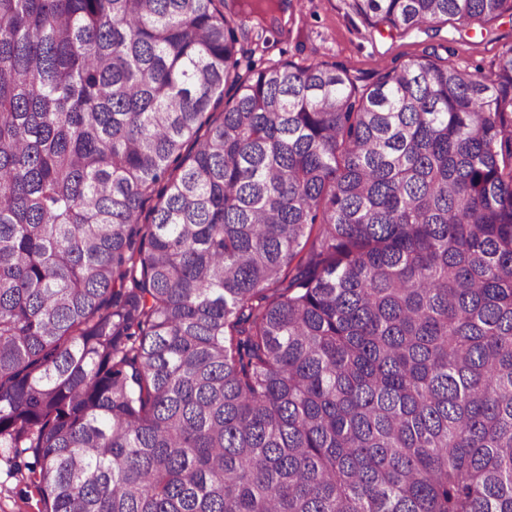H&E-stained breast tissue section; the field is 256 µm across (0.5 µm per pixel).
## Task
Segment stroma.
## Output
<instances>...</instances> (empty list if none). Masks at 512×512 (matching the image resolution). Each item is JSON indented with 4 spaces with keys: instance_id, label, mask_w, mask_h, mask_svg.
<instances>
[{
    "instance_id": "obj_1",
    "label": "stroma",
    "mask_w": 512,
    "mask_h": 512,
    "mask_svg": "<svg viewBox=\"0 0 512 512\" xmlns=\"http://www.w3.org/2000/svg\"><path fill=\"white\" fill-rule=\"evenodd\" d=\"M249 60L261 67L280 59L307 66L334 63L344 67L357 86L371 85L381 69L430 56L446 58L481 76L495 71L503 52L512 48V18L505 16L487 29L458 28L445 23L406 32L369 26L350 0H300L287 25L257 30L253 21L237 29ZM29 455L0 448V512H39L38 497L28 483Z\"/></svg>"
}]
</instances>
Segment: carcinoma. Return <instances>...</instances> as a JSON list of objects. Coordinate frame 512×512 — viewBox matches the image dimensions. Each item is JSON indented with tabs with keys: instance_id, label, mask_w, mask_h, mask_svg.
I'll return each instance as SVG.
<instances>
[{
	"instance_id": "carcinoma-1",
	"label": "carcinoma",
	"mask_w": 512,
	"mask_h": 512,
	"mask_svg": "<svg viewBox=\"0 0 512 512\" xmlns=\"http://www.w3.org/2000/svg\"><path fill=\"white\" fill-rule=\"evenodd\" d=\"M234 2L0 0V448L41 512H512V48L360 88Z\"/></svg>"
}]
</instances>
